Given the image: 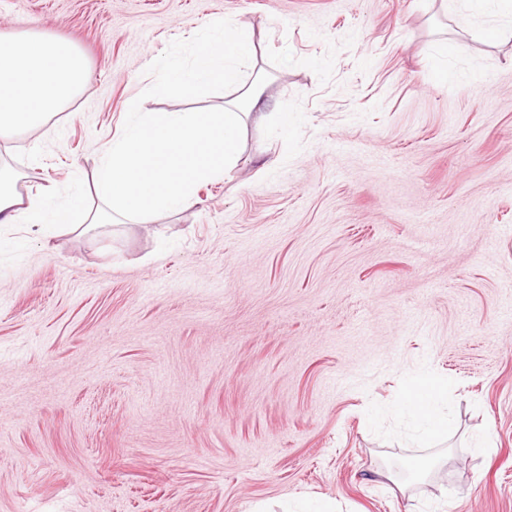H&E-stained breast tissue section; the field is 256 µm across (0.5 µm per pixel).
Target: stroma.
Here are the masks:
<instances>
[{"label":"stroma","instance_id":"stroma-1","mask_svg":"<svg viewBox=\"0 0 512 512\" xmlns=\"http://www.w3.org/2000/svg\"><path fill=\"white\" fill-rule=\"evenodd\" d=\"M225 20L271 103L236 167L146 224L0 230V512H512V34L440 0H0V45L88 61L0 161L73 199L134 112L221 111L158 64ZM424 372L431 448L372 416ZM448 389L447 380L425 378L408 390L399 404V409L416 420L432 442L446 436L451 430L448 413L440 405Z\"/></svg>","mask_w":512,"mask_h":512}]
</instances>
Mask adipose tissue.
Masks as SVG:
<instances>
[{
	"instance_id": "1",
	"label": "adipose tissue",
	"mask_w": 512,
	"mask_h": 512,
	"mask_svg": "<svg viewBox=\"0 0 512 512\" xmlns=\"http://www.w3.org/2000/svg\"><path fill=\"white\" fill-rule=\"evenodd\" d=\"M254 55L249 30L230 35L218 26L190 59L164 64L167 87L209 91L233 85L238 97L219 112L137 113L94 169L95 198L85 205L81 220H74L70 205L45 207L55 187L22 195L17 174L0 165V224L82 234L100 224L141 223L190 207L199 182L222 177L236 164L244 119L265 105L261 84L241 77V65ZM85 80L86 60L69 42L31 33L18 45L0 48V137L45 128L83 90ZM448 389L446 380L425 378L399 404L429 440L451 429L440 405Z\"/></svg>"
}]
</instances>
